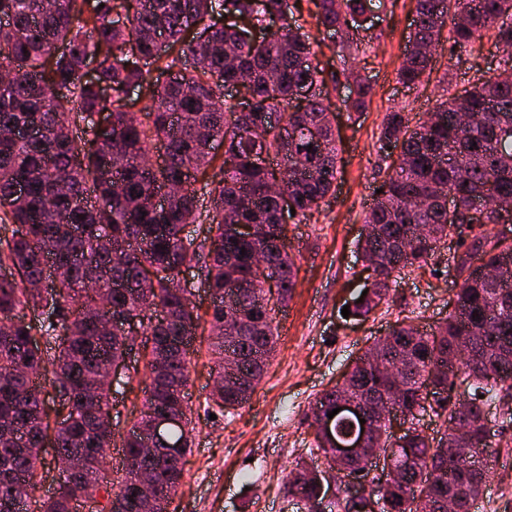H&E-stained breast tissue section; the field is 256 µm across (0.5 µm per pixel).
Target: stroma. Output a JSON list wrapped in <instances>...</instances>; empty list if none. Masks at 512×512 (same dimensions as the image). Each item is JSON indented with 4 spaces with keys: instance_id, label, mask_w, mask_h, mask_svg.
I'll use <instances>...</instances> for the list:
<instances>
[{
    "instance_id": "1",
    "label": "stroma",
    "mask_w": 512,
    "mask_h": 512,
    "mask_svg": "<svg viewBox=\"0 0 512 512\" xmlns=\"http://www.w3.org/2000/svg\"><path fill=\"white\" fill-rule=\"evenodd\" d=\"M414 17L415 0H382L373 21L360 31L352 56L354 69L372 86L365 111L342 106L345 87L332 94L339 133L335 191L307 221L288 227L296 288L277 315L287 331L280 334L266 374L247 403L216 413L210 400L212 360L206 345L194 346L187 392L195 444L169 512H304L288 494L287 474L292 462L308 455L316 398L397 320L412 317L426 330L448 315L455 286L450 271L457 249L453 236L440 249L438 267L402 270L388 303L367 319L341 314L363 291L358 243L384 177L379 137L385 114L401 108L411 125H419L441 99L492 75L502 55L489 35L474 52L453 51L445 40L428 81L405 87L396 73L414 31ZM143 378L144 361L132 355L110 398L113 422L120 430L140 415L143 394L138 385ZM490 441L494 475L474 512H512V425L491 423Z\"/></svg>"
}]
</instances>
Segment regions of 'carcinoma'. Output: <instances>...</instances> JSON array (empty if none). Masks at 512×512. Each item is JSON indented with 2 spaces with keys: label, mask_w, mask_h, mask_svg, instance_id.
<instances>
[{
  "label": "carcinoma",
  "mask_w": 512,
  "mask_h": 512,
  "mask_svg": "<svg viewBox=\"0 0 512 512\" xmlns=\"http://www.w3.org/2000/svg\"><path fill=\"white\" fill-rule=\"evenodd\" d=\"M298 0H0V512H22L37 488L50 448L58 461L59 492L38 512H75L101 495L108 512H144L143 483L158 490L150 512H166L184 482L195 423L186 401L190 347L200 317L191 292L178 287L182 268L196 262L212 297L209 349L219 381L211 396L221 412L256 391L278 340L271 299L285 306L295 287L288 221L302 222L335 190L338 150L329 85L349 78L353 39L336 44L341 68L315 61L313 42L296 16ZM318 30L350 31L370 11L367 0H311ZM416 24L397 73L411 88L431 69L451 11L448 0H415ZM452 47L473 51L494 32L502 45L497 73L438 104L430 123L410 128L404 110L384 118L380 149L387 164L382 193L365 218L359 241L373 267L367 294L350 308L366 318L389 297L401 270L435 260L459 231L461 261L454 308L431 332L402 320L386 336L383 356L404 364L401 402L411 414L398 437L412 463L371 474L369 457L339 458L319 431L309 454L330 470L367 480L387 498L382 512H472L492 476L487 407L512 422V279L493 281L481 268H512V238L496 229L512 211L470 212L483 198L512 202V0H454ZM247 15L261 27L277 15L278 31L253 41L234 23H206L214 14ZM168 43L159 52L158 39ZM97 74L83 79L88 58ZM169 78H152V71ZM243 88L250 112L226 98ZM148 91L147 120L126 109L132 88ZM371 86L361 78L343 100L365 110ZM107 113L97 127L89 116ZM276 116V121L268 120ZM40 126V137L13 131ZM224 146L220 179L211 190L208 244L189 253L183 231L199 211L194 183ZM159 164L148 165L153 151ZM262 234L237 237L234 225ZM246 254H241V251ZM58 277L43 293L32 284ZM145 314L147 384L143 409L129 429L112 428L105 383L109 362L122 360L135 340L109 331L112 313ZM238 357L226 376L227 353ZM362 354L348 371V389L333 386L316 399L321 414L344 393L367 409L393 385ZM53 367L49 387L65 416L49 422L44 388L33 375ZM466 386L469 399L454 392ZM431 413L445 425L438 437L419 427ZM168 414L182 424L146 443L152 423ZM319 414V415H321ZM313 414L314 420H319ZM464 425L483 461L448 454L454 428ZM120 438L126 460L118 484L103 481L101 458ZM301 459L288 473V493L313 512L323 476L305 477Z\"/></svg>",
  "instance_id": "obj_1"
}]
</instances>
